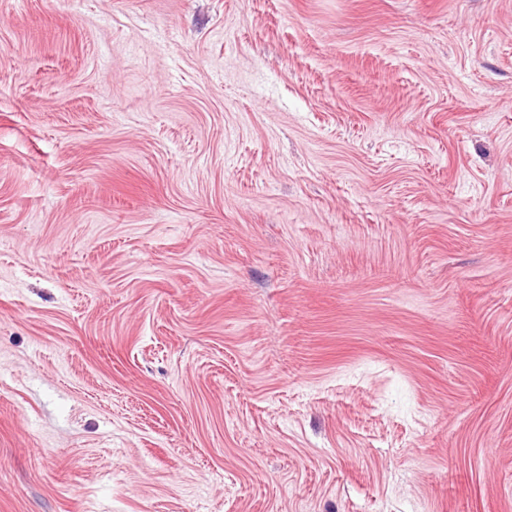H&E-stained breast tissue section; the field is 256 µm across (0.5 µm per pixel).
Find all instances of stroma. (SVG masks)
<instances>
[{
    "mask_svg": "<svg viewBox=\"0 0 512 512\" xmlns=\"http://www.w3.org/2000/svg\"><path fill=\"white\" fill-rule=\"evenodd\" d=\"M0 512H512V0H0Z\"/></svg>",
    "mask_w": 512,
    "mask_h": 512,
    "instance_id": "35a3bbf8",
    "label": "stroma"
}]
</instances>
